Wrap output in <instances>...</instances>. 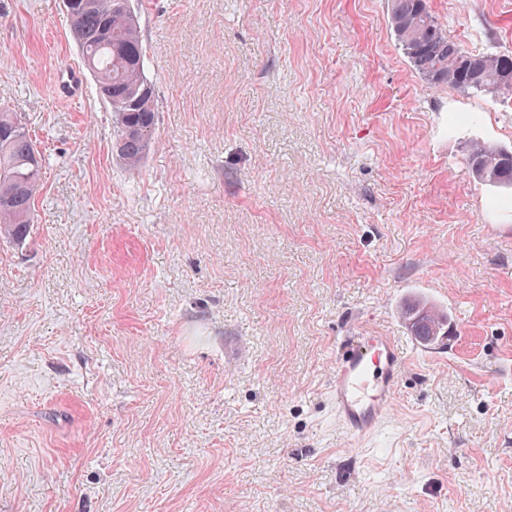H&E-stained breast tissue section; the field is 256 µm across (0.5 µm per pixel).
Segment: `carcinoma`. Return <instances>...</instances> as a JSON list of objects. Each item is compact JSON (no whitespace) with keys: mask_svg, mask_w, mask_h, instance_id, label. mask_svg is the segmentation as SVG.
Here are the masks:
<instances>
[{"mask_svg":"<svg viewBox=\"0 0 512 512\" xmlns=\"http://www.w3.org/2000/svg\"><path fill=\"white\" fill-rule=\"evenodd\" d=\"M71 31L101 101L112 112L113 148L130 169L138 168L157 131L153 83L146 75L139 15L133 0H77L68 11ZM390 32L412 70L429 86L473 96L512 97V56L465 52L466 63L448 50V31L427 0H388ZM466 162L473 177L497 190L512 191V150L470 139ZM43 159L16 112L0 111V239L23 245L30 237L34 197ZM411 335L441 336L447 316L418 301L401 312Z\"/></svg>","mask_w":512,"mask_h":512,"instance_id":"cac0c4a2","label":"carcinoma"}]
</instances>
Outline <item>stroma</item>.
Returning a JSON list of instances; mask_svg holds the SVG:
<instances>
[{
    "instance_id": "obj_1",
    "label": "stroma",
    "mask_w": 512,
    "mask_h": 512,
    "mask_svg": "<svg viewBox=\"0 0 512 512\" xmlns=\"http://www.w3.org/2000/svg\"><path fill=\"white\" fill-rule=\"evenodd\" d=\"M158 130L113 149L62 0H0V107L45 156L0 240V512H512V204L464 142L512 99L432 88L387 0H138ZM512 53V0H428ZM448 328L416 347L399 309ZM405 368L373 439L328 394L348 336ZM82 78L74 68L60 69L57 73L55 91L57 95L69 101H78L81 97Z\"/></svg>"
}]
</instances>
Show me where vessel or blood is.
Segmentation results:
<instances>
[{"label":"vessel or blood","mask_w":512,"mask_h":512,"mask_svg":"<svg viewBox=\"0 0 512 512\" xmlns=\"http://www.w3.org/2000/svg\"><path fill=\"white\" fill-rule=\"evenodd\" d=\"M76 69L58 71L55 91L61 98L81 97ZM405 365L393 337L364 331L341 344L329 380L336 420L351 440L374 434L387 420L399 392Z\"/></svg>","instance_id":"vessel-or-blood-1"}]
</instances>
